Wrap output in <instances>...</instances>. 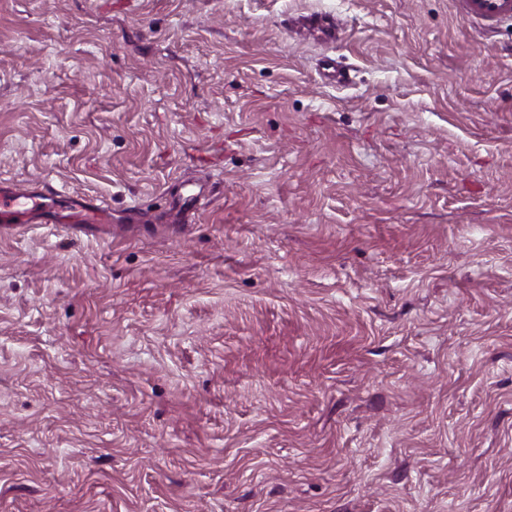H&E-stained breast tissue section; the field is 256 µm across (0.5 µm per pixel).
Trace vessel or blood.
<instances>
[{"label": "vessel or blood", "instance_id": "vessel-or-blood-1", "mask_svg": "<svg viewBox=\"0 0 512 512\" xmlns=\"http://www.w3.org/2000/svg\"><path fill=\"white\" fill-rule=\"evenodd\" d=\"M456 3L460 14L482 31L512 21V0H456ZM40 218L80 229L88 224L107 223L108 213L104 204L89 197L70 200L59 209L47 203L45 193L21 195L0 186V227L18 229Z\"/></svg>", "mask_w": 512, "mask_h": 512}]
</instances>
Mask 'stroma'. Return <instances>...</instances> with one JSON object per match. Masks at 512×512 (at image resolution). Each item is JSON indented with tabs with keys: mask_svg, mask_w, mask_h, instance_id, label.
Here are the masks:
<instances>
[{
	"mask_svg": "<svg viewBox=\"0 0 512 512\" xmlns=\"http://www.w3.org/2000/svg\"><path fill=\"white\" fill-rule=\"evenodd\" d=\"M0 182V512H512L511 22L0 0ZM44 200H52L43 192L17 194L0 186V231L19 229L37 219L45 218L53 224H64L70 229H81L87 224H111L104 203L97 204L90 197L72 199L63 209Z\"/></svg>",
	"mask_w": 512,
	"mask_h": 512,
	"instance_id": "stroma-1",
	"label": "stroma"
}]
</instances>
